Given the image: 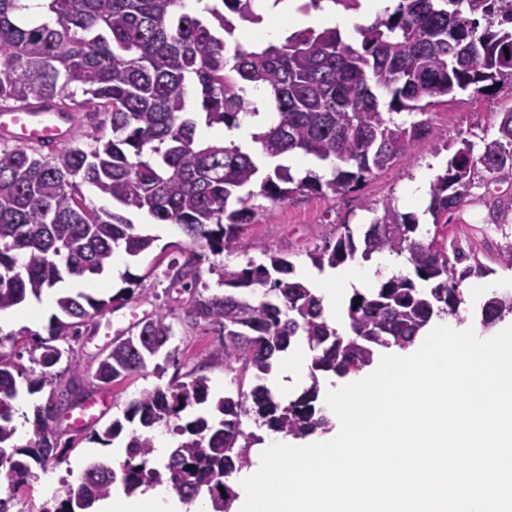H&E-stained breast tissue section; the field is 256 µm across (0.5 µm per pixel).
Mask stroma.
Returning a JSON list of instances; mask_svg holds the SVG:
<instances>
[{
  "instance_id": "1",
  "label": "stroma",
  "mask_w": 512,
  "mask_h": 512,
  "mask_svg": "<svg viewBox=\"0 0 512 512\" xmlns=\"http://www.w3.org/2000/svg\"><path fill=\"white\" fill-rule=\"evenodd\" d=\"M511 108L512 91L505 88L483 95L467 90L440 97L429 114L432 136L405 157L369 177L355 191L340 199L332 201L308 192L293 195L287 203L277 207L272 216H257L245 229L238 253L230 257L212 254L199 244L191 245L177 225L157 224L145 215L133 216V224L154 236L156 242L139 257L122 256L102 275L99 284L101 295L110 296L123 288V274H132L139 279L135 298L97 317L79 340L74 341V356L81 362L83 372L76 379L65 372L59 374L57 386L74 382L85 396L111 394L114 406L109 417L113 420L122 418L127 405L142 391L167 386L180 378L181 365H193L200 357L218 354L220 350V341L212 332L178 321L170 341L171 346L178 349V365H166L161 371L150 366L138 376L106 388L98 386L94 379L99 361L112 348V329L128 326L132 319L143 320L161 310L181 312L189 300V293L168 288L165 271L171 259L185 260L193 251L201 254V281L214 292L219 289V274L223 267L240 269L251 260L263 263L271 254L287 257L300 274L312 268L308 250L322 239L335 237L337 225L347 224L362 230L371 222L375 209L386 202L400 213L414 217L421 230L435 231L438 238L443 239L449 255L455 256L457 270L481 269V276L475 277L473 285L467 289L468 309L465 313L470 322H480V306L488 296L485 282L495 280L499 283V291H512V266L501 258L502 245L512 242V217L502 225L495 221L496 208L512 210V172L505 171L492 177L478 172L464 202L437 221L427 213L426 201L407 198L406 188L423 172L443 174L450 153L461 141H469L475 152H482L485 142L494 138L497 132L501 112ZM103 428L100 422L94 427L99 431ZM56 430L59 461L53 470L38 474L14 494H7L5 488H0L1 498L9 496L13 499L11 512H41L46 501L61 489L70 471L79 470L89 459L108 458L112 446L91 442V430L72 429L62 418L58 419Z\"/></svg>"
}]
</instances>
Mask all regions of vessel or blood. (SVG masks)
<instances>
[{"mask_svg": "<svg viewBox=\"0 0 512 512\" xmlns=\"http://www.w3.org/2000/svg\"><path fill=\"white\" fill-rule=\"evenodd\" d=\"M72 124L66 109L40 105H0V139L28 146L52 148L67 141ZM111 397L87 400L73 415L71 425L80 429L97 423L112 409Z\"/></svg>", "mask_w": 512, "mask_h": 512, "instance_id": "vessel-or-blood-1", "label": "vessel or blood"}]
</instances>
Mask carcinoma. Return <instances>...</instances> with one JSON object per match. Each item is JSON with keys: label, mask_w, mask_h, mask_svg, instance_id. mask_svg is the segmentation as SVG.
I'll return each mask as SVG.
<instances>
[{"label": "carcinoma", "mask_w": 512, "mask_h": 512, "mask_svg": "<svg viewBox=\"0 0 512 512\" xmlns=\"http://www.w3.org/2000/svg\"><path fill=\"white\" fill-rule=\"evenodd\" d=\"M197 2L200 12L176 11L180 0H43L50 19L39 22L22 19L24 0H0V101L63 105L110 129L89 145L74 137L46 155L24 145L0 150V310L66 276L101 275L120 246L130 257L151 249L155 239L138 232L129 213L177 224L191 243L230 256L258 213L273 214L296 192L343 196L432 135L429 120L406 125L390 114L425 115L435 97L457 89L478 95L512 88V0H398L393 11L357 28L358 41L337 27L306 28L263 47L235 38L238 25L262 23L255 0ZM190 98L209 127L263 117L252 134L259 154L233 140L199 144L198 124L187 116ZM290 154L328 164L330 178H298L281 163L269 166ZM479 165L491 174L512 170V108L479 157L464 140L452 152L430 190L433 224L461 204ZM84 185L108 196L112 209L87 204ZM338 228L335 240L307 252L315 268L387 252L405 257L413 275L354 289L342 334L327 321L316 291L290 277L294 266L287 258L272 254L265 264L224 268V292L204 287L183 308L184 321L220 336L222 355L194 364L185 380L132 400L124 420L138 422L141 432L126 442L121 476L94 461L42 512H94L116 480L132 493L160 477L185 504L205 492L212 512H232L237 493L229 481L250 466L251 449L263 442L244 431L242 417L296 439L325 430L319 376H357L379 350L413 345L433 318L459 316L466 303L460 283L469 272H456L445 244L420 238L414 219L385 204L361 233L347 224ZM200 261L194 253L181 265L171 262L169 287H197ZM124 281L130 287L107 299L83 291L60 296L48 337L24 332L35 336L29 356L41 368L39 377L0 353V475L11 488L28 483L32 465L45 472L56 461V418L75 406V390L53 387L51 368L63 360L68 372L81 368L72 349L57 342L80 336L81 327L132 297L137 279ZM509 315L512 293H494L481 305L486 329ZM172 336L170 315L156 313L112 344L95 377L104 385L127 379L163 350L175 362L177 350H166ZM299 342L312 353L310 384L282 402L263 376L275 356ZM214 364L224 365L231 390L210 412L201 405L210 395L204 371ZM250 374L256 383L247 388ZM22 379L31 393L51 386L24 442L13 406ZM122 421L93 439L112 442ZM159 427L175 440L162 464L150 435Z\"/></svg>", "instance_id": "cac0c4a2"}]
</instances>
